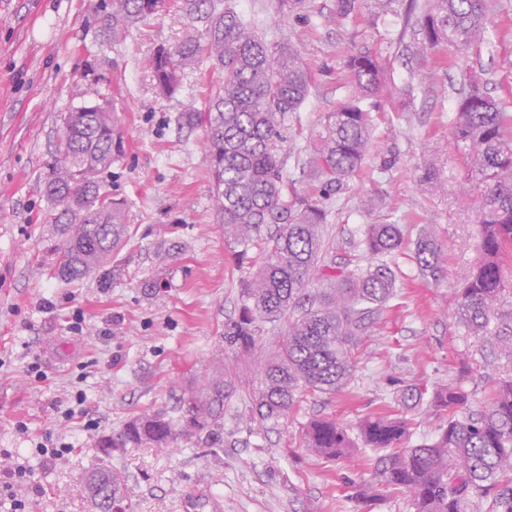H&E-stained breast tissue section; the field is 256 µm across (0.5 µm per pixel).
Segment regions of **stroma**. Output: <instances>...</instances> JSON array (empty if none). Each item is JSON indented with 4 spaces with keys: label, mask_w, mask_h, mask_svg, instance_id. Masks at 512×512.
<instances>
[{
    "label": "stroma",
    "mask_w": 512,
    "mask_h": 512,
    "mask_svg": "<svg viewBox=\"0 0 512 512\" xmlns=\"http://www.w3.org/2000/svg\"><path fill=\"white\" fill-rule=\"evenodd\" d=\"M101 0H0V453L18 456L30 482L14 492L29 512H93L84 480L103 464L125 474L131 512H412L407 496L383 497L365 509L356 494L373 477L375 453L355 448L331 460L309 451L311 420L332 417L349 432L388 407L411 419L408 445L430 441L444 419L437 389L462 382L470 409L484 406L491 386L512 376L494 336H477L454 316L460 272L477 257V205L453 135L456 90L474 80L512 106V0H488L480 43L447 65L439 45L416 54L419 34L406 25L410 0L380 9L358 0L336 15V0H307L300 12L278 0H232L257 20L268 43L291 42L313 80L312 94L288 119L285 172L306 183L300 151L322 129L321 118L350 93L344 60L367 51L383 63L390 88L371 110L373 147L347 190L328 202L327 238L337 266L368 265L363 228L375 223L367 202L385 199L403 224L406 246L395 259L399 292L358 347L347 387L314 394L276 421L251 411L248 390L224 401L217 443L191 437L170 448L127 447L103 456L98 440L139 413L177 415L188 387L216 364L257 379L266 356L243 361L224 339L237 320L239 281L262 261L259 249L239 257L212 207L203 130L189 124L204 109L219 76L209 63L187 72L180 90L160 95L145 61L180 38L177 9L147 17L113 39L98 15ZM111 87L122 121L125 154L102 187L126 204L128 236L102 268L66 283L56 275L57 225L46 222L43 192L56 155L62 118ZM435 167L439 191L420 179ZM433 228L443 250L439 280L417 272L410 246ZM84 317V331L71 324ZM39 363L42 379L29 371ZM421 391L419 401L403 398ZM72 418H65V411ZM72 444L44 460L37 442Z\"/></svg>",
    "instance_id": "obj_1"
}]
</instances>
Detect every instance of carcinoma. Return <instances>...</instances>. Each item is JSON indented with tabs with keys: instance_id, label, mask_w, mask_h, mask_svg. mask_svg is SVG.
<instances>
[{
	"instance_id": "obj_1",
	"label": "carcinoma",
	"mask_w": 512,
	"mask_h": 512,
	"mask_svg": "<svg viewBox=\"0 0 512 512\" xmlns=\"http://www.w3.org/2000/svg\"><path fill=\"white\" fill-rule=\"evenodd\" d=\"M169 0H103L101 20L117 36ZM187 18L181 38L147 61L157 89L173 95L186 71L207 60L224 75L205 110L189 115L204 127V158L214 210L224 238L246 255L260 248L262 264L239 283L240 312L224 339L251 352L259 324L280 322L284 331L261 367L255 411L264 420L287 415L307 394L342 391L355 371L353 349L394 296L396 276L388 259L404 245L403 225L386 219L363 229L365 251L379 259L372 268L342 270L327 260L323 235L325 201L339 193L368 157L371 115L366 104L386 92L384 68L367 52L344 62L351 94L324 115L312 139L305 167L316 184L299 193L287 188L288 116L310 96L311 77L300 50L272 46L257 28L214 0H174ZM487 0H428L415 20L421 50L442 43L458 52L479 40ZM208 40L200 41L197 24ZM478 197V256L459 276L455 316L479 334L486 331L512 289L506 269L512 260V113L484 95L474 81L458 92L454 124ZM124 155L121 118L107 95L71 109L63 117L57 154L45 193L58 209L52 222L64 225L56 248L58 276L85 278L121 244L123 203L102 190V174ZM442 247L430 230L413 243L419 275L438 280ZM496 336L512 359V323L501 319ZM244 385L241 377L216 371L190 388L177 416L165 411L129 419L101 439L103 456L128 444L168 448L187 437L213 435L224 423V398ZM445 424L430 443L401 447L411 420L387 411L359 423L366 445L387 454L375 462L366 496L386 491L409 497L414 512H512V378L499 381L484 409L467 410V395L449 384L434 394ZM305 445L334 459L352 448L345 427L333 418L306 427ZM85 488L96 512H125L126 481L102 465L90 471Z\"/></svg>"
}]
</instances>
